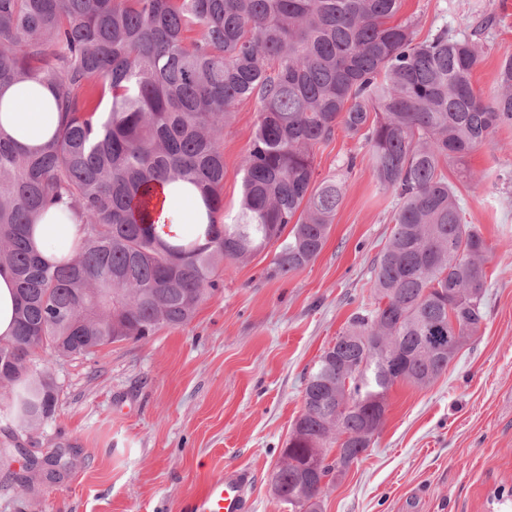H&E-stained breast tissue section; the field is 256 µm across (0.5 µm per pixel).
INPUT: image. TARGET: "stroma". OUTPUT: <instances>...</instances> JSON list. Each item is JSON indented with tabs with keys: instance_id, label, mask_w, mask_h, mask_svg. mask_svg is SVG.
Here are the masks:
<instances>
[{
	"instance_id": "1",
	"label": "stroma",
	"mask_w": 512,
	"mask_h": 512,
	"mask_svg": "<svg viewBox=\"0 0 512 512\" xmlns=\"http://www.w3.org/2000/svg\"><path fill=\"white\" fill-rule=\"evenodd\" d=\"M419 37L440 26L471 35L482 61L473 86L489 92L512 55V0H405ZM257 122L237 105L224 131V209L240 196L241 159ZM363 142L336 134L315 155L318 177L336 173ZM459 185L466 219L493 246L485 263V320L434 383L395 384L373 444L322 498V512H512V127L469 158ZM393 197L367 164L345 178L326 244L305 269L280 279L261 253L227 263L186 325L156 331L48 367L56 411L31 430L0 399V512H190L192 497L226 468L248 470L252 512H294L271 491L304 381L352 315L370 307L373 266L391 230ZM73 451L54 482L20 487L23 454Z\"/></svg>"
}]
</instances>
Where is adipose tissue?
Returning a JSON list of instances; mask_svg holds the SVG:
<instances>
[{"instance_id": "ef3b65f1", "label": "adipose tissue", "mask_w": 512, "mask_h": 512, "mask_svg": "<svg viewBox=\"0 0 512 512\" xmlns=\"http://www.w3.org/2000/svg\"><path fill=\"white\" fill-rule=\"evenodd\" d=\"M59 114L54 94L48 87L21 82L0 89V129L10 134L25 150L36 151L54 135ZM164 203L155 219L158 238L173 241L187 236H203L208 224L199 193L182 183L164 185ZM83 237V226L63 204L49 207L35 222L31 242L47 261L57 262L70 255Z\"/></svg>"}]
</instances>
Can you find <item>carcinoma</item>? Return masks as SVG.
I'll return each mask as SVG.
<instances>
[{"label": "carcinoma", "instance_id": "obj_1", "mask_svg": "<svg viewBox=\"0 0 512 512\" xmlns=\"http://www.w3.org/2000/svg\"><path fill=\"white\" fill-rule=\"evenodd\" d=\"M404 0H0V88L26 80L55 94L53 138L25 152L0 132V267L15 276L16 333L0 338V389L11 418L37 427L57 401L53 360L143 341L195 315L225 261L272 248L269 278L322 251L344 183L317 180L314 149L337 132L368 147L395 199L375 266L374 303L356 313L305 379L303 409L272 475L274 494L321 512L346 474L367 421L396 383L426 387L484 321L491 245L467 223L455 166L512 126V56L488 96L474 91L477 44L441 27L416 40ZM255 102L236 213L224 217V129ZM200 192L205 238L159 240L158 186ZM64 201L81 245L57 264L30 230ZM457 320L453 330L449 316ZM395 346L391 378L371 337ZM340 448L309 471L316 449ZM55 480L76 465L63 448L29 460Z\"/></svg>", "mask_w": 512, "mask_h": 512}]
</instances>
